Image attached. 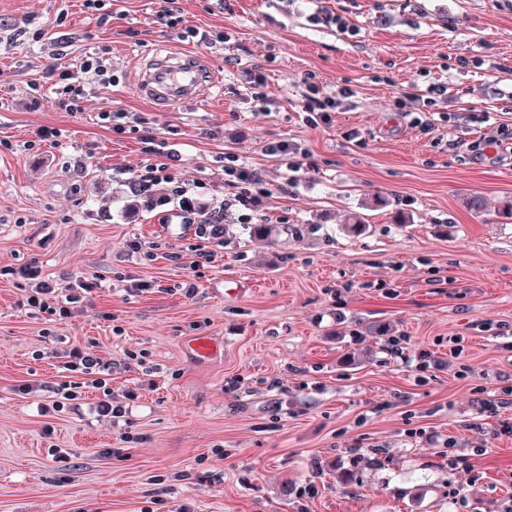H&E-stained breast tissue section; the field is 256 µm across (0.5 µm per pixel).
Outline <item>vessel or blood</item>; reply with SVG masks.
<instances>
[{"label":"vessel or blood","instance_id":"1","mask_svg":"<svg viewBox=\"0 0 512 512\" xmlns=\"http://www.w3.org/2000/svg\"><path fill=\"white\" fill-rule=\"evenodd\" d=\"M216 81L197 56L169 51L148 60L141 72L140 92L160 110L209 100Z\"/></svg>","mask_w":512,"mask_h":512}]
</instances>
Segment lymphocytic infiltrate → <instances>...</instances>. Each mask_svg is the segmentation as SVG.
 Masks as SVG:
<instances>
[{
	"label": "lymphocytic infiltrate",
	"mask_w": 512,
	"mask_h": 512,
	"mask_svg": "<svg viewBox=\"0 0 512 512\" xmlns=\"http://www.w3.org/2000/svg\"><path fill=\"white\" fill-rule=\"evenodd\" d=\"M90 78L103 86L111 84L112 70L103 56L90 53L82 56L73 67L52 71L51 89L58 106L74 115L81 113L86 81ZM355 96V90L344 86L337 96L325 97L319 85L311 82L306 86L301 110L311 127L328 126L333 121L334 112L352 105ZM151 152L161 156V163L141 164L134 171L135 177L146 187L161 182L171 184L172 194L177 199L176 207L170 211L171 217L177 218L185 226L193 227L195 236L202 240L196 249L195 267L216 262L224 247L223 211H215L214 223L198 222V208L188 189L174 183V171L183 160L181 153L163 142L153 144ZM224 186L232 190L234 200L241 209L239 223H252L264 211L268 191L258 171L240 163L236 155L229 154L224 158ZM0 276L15 280L22 293L20 306L27 315L46 320L49 325L74 317L85 305L90 304L101 287L99 277L92 275L75 280L65 276L57 278L45 273L42 266L35 262L19 267H1ZM57 356L62 369L60 380H27L14 387L18 396L36 400L38 414L45 419L41 436L49 443V454L54 456L61 452L60 446L54 442L52 421L69 414H86L101 425L119 430L125 446L141 443V435L132 432L125 423L137 394L132 389L119 396L114 394L112 362L99 353L97 340L90 339L86 343L67 347L58 351Z\"/></svg>",
	"instance_id": "lymphocytic-infiltrate-1"
}]
</instances>
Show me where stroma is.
<instances>
[{"label": "stroma", "instance_id": "stroma-1", "mask_svg": "<svg viewBox=\"0 0 512 512\" xmlns=\"http://www.w3.org/2000/svg\"><path fill=\"white\" fill-rule=\"evenodd\" d=\"M158 7L107 0L101 21L81 0H0V266L35 260L55 276L103 279L91 307L47 342L0 280V512H507L512 435L499 429L512 406L490 414L478 398L512 375V350L479 329L512 325V217L498 213L512 199V143L491 161L469 145L512 130V0H178L184 26L230 37L206 47L182 42ZM38 29L44 40H28ZM59 35L67 64L96 52L115 76L91 84L77 117L50 93L39 111L27 107L30 83L57 64ZM166 47L211 68L219 103L152 109L140 66ZM256 66L265 111L246 96ZM310 77L328 96L351 86L356 107L307 126ZM436 80L448 88L436 110L485 111L489 123L413 127L394 102ZM110 108L149 125L112 133L95 122ZM44 127L60 130L57 144H37ZM149 138L177 145V180L198 185L210 208L229 196L225 153L259 170L271 241L250 239L229 209L223 258L191 268L198 240L163 223L164 186L131 188ZM274 141L309 150L297 183L267 153ZM472 196L485 214L464 206ZM349 210L364 212L366 235L341 229ZM398 211L413 225L395 224ZM171 248L180 261L167 260ZM134 278L162 290L130 292ZM394 336L412 352L461 337L467 378L449 369L417 383L412 363L388 351ZM197 337L216 352L196 356ZM89 338L108 358L144 355L112 371L114 392L139 390L129 419L144 440L122 457L116 432L67 415L54 422L63 467L35 403L13 388L58 376L57 360L33 350Z\"/></svg>", "mask_w": 512, "mask_h": 512}]
</instances>
